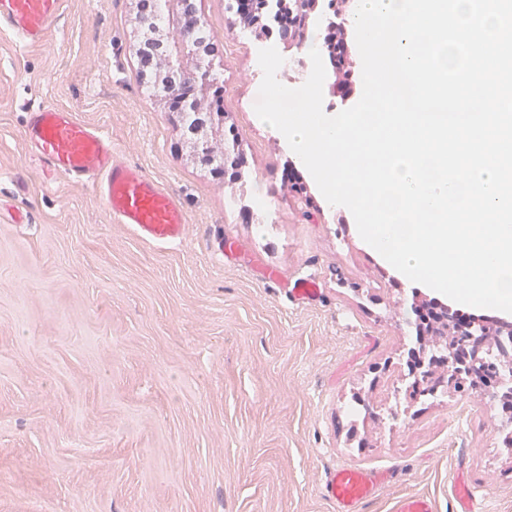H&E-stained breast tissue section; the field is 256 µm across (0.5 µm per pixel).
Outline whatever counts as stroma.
<instances>
[{"mask_svg":"<svg viewBox=\"0 0 512 512\" xmlns=\"http://www.w3.org/2000/svg\"><path fill=\"white\" fill-rule=\"evenodd\" d=\"M198 7L239 179L192 164L138 79L134 0H66L39 47L0 32V512H336L323 486L339 466L392 471L364 512L404 494L454 512L460 482L481 512H512V408L490 389L406 396L415 312L436 295L383 265L254 120L259 50L277 48L296 88L305 48L229 27L226 0ZM343 38L353 66L327 68V112L362 95ZM45 101L180 201V241H145L91 183L44 176L24 126ZM301 278L317 301L290 296Z\"/></svg>","mask_w":512,"mask_h":512,"instance_id":"1","label":"stroma"}]
</instances>
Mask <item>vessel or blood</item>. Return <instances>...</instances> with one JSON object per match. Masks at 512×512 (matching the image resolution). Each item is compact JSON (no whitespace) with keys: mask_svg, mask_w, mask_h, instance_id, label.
I'll use <instances>...</instances> for the list:
<instances>
[{"mask_svg":"<svg viewBox=\"0 0 512 512\" xmlns=\"http://www.w3.org/2000/svg\"><path fill=\"white\" fill-rule=\"evenodd\" d=\"M65 0H0V31L25 46L45 43ZM24 135L43 167L96 185L113 217L132 225L138 235L156 243L181 239L186 215L164 187L141 168L121 158L101 129L78 120L74 111L46 102L28 114ZM390 472L339 467L325 489L337 512H361L362 505L388 482Z\"/></svg>","mask_w":512,"mask_h":512,"instance_id":"obj_1","label":"vessel or blood"}]
</instances>
